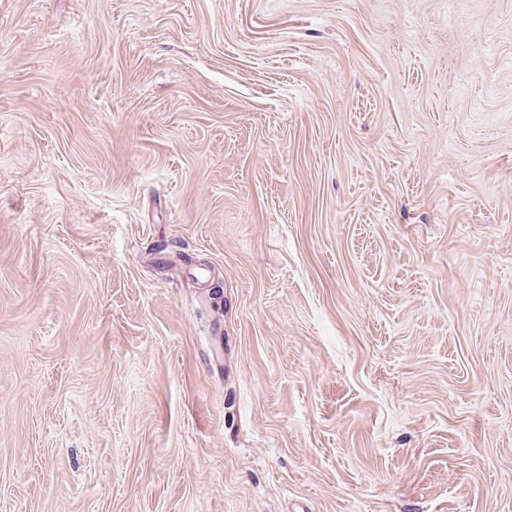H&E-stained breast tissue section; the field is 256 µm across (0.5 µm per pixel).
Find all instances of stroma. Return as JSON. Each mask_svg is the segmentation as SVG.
Segmentation results:
<instances>
[{"instance_id": "stroma-1", "label": "stroma", "mask_w": 512, "mask_h": 512, "mask_svg": "<svg viewBox=\"0 0 512 512\" xmlns=\"http://www.w3.org/2000/svg\"><path fill=\"white\" fill-rule=\"evenodd\" d=\"M0 512H512V0H0Z\"/></svg>"}]
</instances>
